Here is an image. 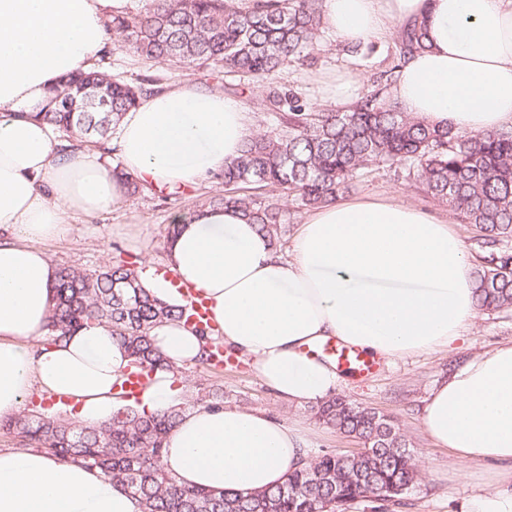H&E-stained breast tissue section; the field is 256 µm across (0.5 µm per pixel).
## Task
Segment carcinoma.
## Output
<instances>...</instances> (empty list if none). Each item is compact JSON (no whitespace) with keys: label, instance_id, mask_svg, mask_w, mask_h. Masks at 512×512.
Here are the masks:
<instances>
[{"label":"carcinoma","instance_id":"1","mask_svg":"<svg viewBox=\"0 0 512 512\" xmlns=\"http://www.w3.org/2000/svg\"><path fill=\"white\" fill-rule=\"evenodd\" d=\"M116 49L155 63L186 68L204 65L216 72L242 74L266 88L263 106L274 124L243 145L238 157L214 176L221 189L199 206H231L267 235L276 251L286 244L280 201L303 209L337 201L352 183L380 165L408 171L424 197L473 226L483 252L472 270L476 306L482 311L512 310V130L468 134L434 126L401 111L390 96L389 81L426 47L416 23L394 32L393 66L382 87L361 94L352 104L332 108L310 104L273 85L275 75L294 63L313 60L322 50V0H267L242 11L232 0H151L138 13L116 16L106 24ZM88 72L59 81L36 116L74 153L88 143L103 145L125 112L153 93L150 84L133 85L112 74L104 60ZM119 178L132 198L146 184ZM137 261L119 260L87 271L61 267L54 285L49 340L61 342L88 323L108 327L126 349L133 368L153 372L173 365L153 345L150 333L167 321L187 323L185 308L157 298L146 288ZM205 340L197 357L211 365L222 347L210 325L192 326ZM220 405V395L196 389L161 415L146 416L132 406L117 409L110 421L83 426L42 413L9 419L1 428L24 446L36 445L54 456L73 457L124 485L142 512H343L362 489H406L418 480L410 442L377 409L331 396L312 407L314 417L345 436L361 440L366 452L341 461L332 452L309 459L288 483L243 494L186 487L163 467L164 440L190 407ZM321 477L308 483V473Z\"/></svg>","mask_w":512,"mask_h":512}]
</instances>
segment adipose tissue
<instances>
[{
  "label": "adipose tissue",
  "mask_w": 512,
  "mask_h": 512,
  "mask_svg": "<svg viewBox=\"0 0 512 512\" xmlns=\"http://www.w3.org/2000/svg\"><path fill=\"white\" fill-rule=\"evenodd\" d=\"M135 3L0 0V419L34 396L87 425L123 403L116 384L130 359L107 328L88 324L44 345L58 268L43 245L79 217L111 210L124 189L99 150L59 152L35 111L62 77L93 67L106 22ZM322 8L344 44L424 24L427 47L391 90L403 111L465 133L512 130V0H322ZM253 134L239 101L182 82L126 112L112 145L128 175L158 188L196 187ZM166 263L207 298L224 344L296 403L321 402L338 384L335 364L314 354L317 343L335 338L391 361L448 346L476 317L472 264L450 221L392 197L310 211L288 259L238 209L203 207L178 219ZM151 337L177 367L202 349L182 324H162ZM182 389L173 373H153L136 407L164 412L181 403ZM420 423L457 461L498 470L495 488L463 512H512V344L436 384ZM165 445L164 468L179 484L244 494L283 485L310 458L301 427L236 406L184 411ZM0 512L142 507L98 469L17 448L0 452Z\"/></svg>",
  "instance_id": "ef3b65f1"
}]
</instances>
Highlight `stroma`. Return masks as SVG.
Here are the masks:
<instances>
[{"label": "stroma", "instance_id": "35a3bbf8", "mask_svg": "<svg viewBox=\"0 0 512 512\" xmlns=\"http://www.w3.org/2000/svg\"><path fill=\"white\" fill-rule=\"evenodd\" d=\"M326 49L314 65H291L276 76L277 85L312 104H332V94L324 78L336 71L352 72L361 90L370 89L381 70L388 67L394 52L392 37L374 39L373 50L355 57L338 54L334 32L324 34ZM112 71L128 80L146 78L159 87L189 81L200 89H222L225 96L239 100L249 114L254 131L265 130L271 122L263 110V88L240 76L214 73L205 67L183 68L170 63H154L131 53L116 50L111 56ZM208 187L184 188L171 194L163 187L127 199L111 211L84 217L71 233L47 243L46 252L59 266L92 270L117 259L141 260L147 270L164 267V230L173 216L187 214ZM347 197L394 196L413 206L444 217L446 206L425 199L405 172L384 167L356 183ZM512 341V312H478L464 336L447 347L407 356L394 362H379L373 374L362 381L342 376L335 389L344 396L376 408L393 417L407 436L419 459L420 476L401 503L387 506L385 512H460L461 504L479 491L488 489L494 473L470 466L464 476L453 475L446 449L434 447L420 426L424 398L441 379L463 366L470 358ZM186 391L201 387L221 394L225 404L261 408L276 418L302 426L312 453H346L357 443L319 423L308 404H294L279 398L252 366L250 360L231 355L224 365L205 367L192 362L178 371Z\"/></svg>", "mask_w": 512, "mask_h": 512}]
</instances>
